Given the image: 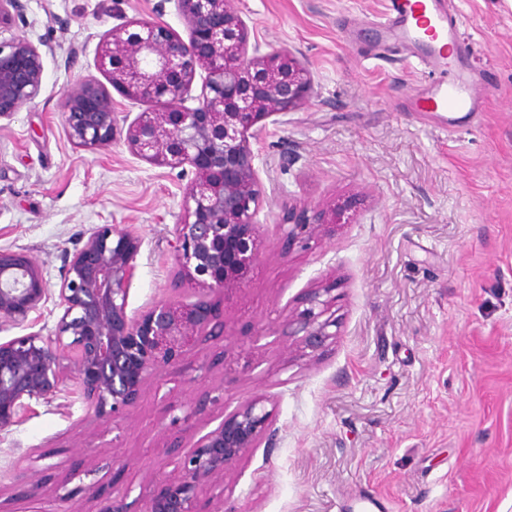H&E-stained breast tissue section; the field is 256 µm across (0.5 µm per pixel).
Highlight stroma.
Segmentation results:
<instances>
[{"instance_id":"35a3bbf8","label":"stroma","mask_w":512,"mask_h":512,"mask_svg":"<svg viewBox=\"0 0 512 512\" xmlns=\"http://www.w3.org/2000/svg\"><path fill=\"white\" fill-rule=\"evenodd\" d=\"M385 0H242L251 41L292 52L313 93L259 145L262 261L208 371L169 370L129 415L102 422L81 401H36L0 437V512H65L57 478L148 483L193 444L172 406L222 410L263 396L271 432L224 479V512H512V0H435L461 38L456 73L482 93L475 118L420 112L422 44L382 34ZM0 23L43 54L39 95L0 119V248L22 252L57 293L73 254L103 224L143 237L129 311L169 297V231L189 174L151 165L121 141L87 149L63 124L80 77L107 82L101 38L134 19L185 28L173 0H25ZM351 220L285 252L289 209L326 204ZM329 288L336 334L318 350L285 334L311 289ZM264 331L255 340L256 331ZM221 389L224 409L205 392Z\"/></svg>"}]
</instances>
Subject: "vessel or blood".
Returning a JSON list of instances; mask_svg holds the SVG:
<instances>
[{
	"instance_id": "obj_1",
	"label": "vessel or blood",
	"mask_w": 512,
	"mask_h": 512,
	"mask_svg": "<svg viewBox=\"0 0 512 512\" xmlns=\"http://www.w3.org/2000/svg\"><path fill=\"white\" fill-rule=\"evenodd\" d=\"M383 25L396 33L400 40L411 41L419 35H426L437 43V51L423 59L424 65L436 79L426 98L417 102L421 112H472L477 102V93L461 79L441 80L442 72L452 65L444 45L448 39V20L437 12L428 0H387L382 14Z\"/></svg>"
}]
</instances>
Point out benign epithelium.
Listing matches in <instances>:
<instances>
[{
  "label": "benign epithelium",
  "mask_w": 512,
  "mask_h": 512,
  "mask_svg": "<svg viewBox=\"0 0 512 512\" xmlns=\"http://www.w3.org/2000/svg\"><path fill=\"white\" fill-rule=\"evenodd\" d=\"M188 32L183 39L163 22L138 19L112 28L100 42L98 66L127 100L159 103L127 126L116 102L93 78L76 79L64 93L63 118L76 144L96 148L124 139L148 163L191 168L182 216L173 225L170 253L176 267L175 297L128 312V295L142 246L124 225L96 228L75 253L58 288L61 311L54 334L32 327L49 299L43 270L29 256L0 249V435L24 419L32 401L76 397L102 422L129 414L150 383L179 365L212 330L224 325L228 305L245 293L261 259L263 200L259 150L261 122L298 109L310 97L309 70L287 51L263 53L250 43L235 0H174ZM23 0H0V23L23 15ZM201 76L197 106H186ZM44 74L42 53L25 38L0 39V118L35 99ZM347 209L326 206L288 223L285 241L306 244ZM188 284L182 289L180 285ZM314 289L308 307L288 316V335L317 350L334 333L329 304ZM255 398L222 414L200 436L174 476L151 477L143 512H202L209 488L221 512L224 477L270 434L272 414ZM132 482L113 478L89 491L111 500L106 512H130Z\"/></svg>",
  "instance_id": "obj_1"
}]
</instances>
